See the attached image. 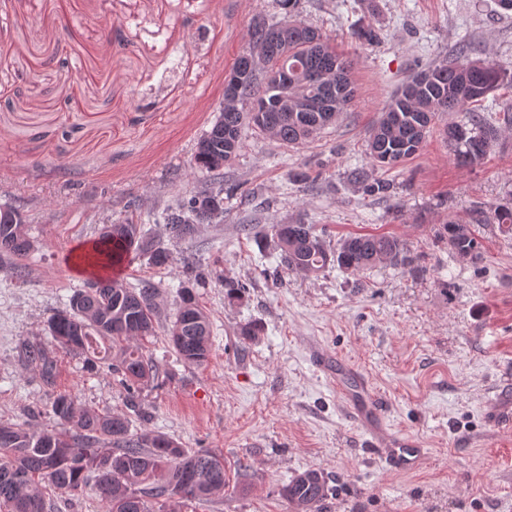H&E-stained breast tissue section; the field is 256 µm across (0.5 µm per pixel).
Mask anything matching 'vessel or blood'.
Wrapping results in <instances>:
<instances>
[{
    "mask_svg": "<svg viewBox=\"0 0 512 512\" xmlns=\"http://www.w3.org/2000/svg\"><path fill=\"white\" fill-rule=\"evenodd\" d=\"M308 356L329 379L345 413L391 473L410 474L422 467L430 456L429 449L420 439L391 425L385 403L356 364L316 346L310 347Z\"/></svg>",
    "mask_w": 512,
    "mask_h": 512,
    "instance_id": "b4317fda",
    "label": "vessel or blood"
}]
</instances>
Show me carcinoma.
Wrapping results in <instances>:
<instances>
[{
    "label": "carcinoma",
    "mask_w": 512,
    "mask_h": 512,
    "mask_svg": "<svg viewBox=\"0 0 512 512\" xmlns=\"http://www.w3.org/2000/svg\"><path fill=\"white\" fill-rule=\"evenodd\" d=\"M291 18L283 41L268 38L269 25H254L249 44L263 50L267 68L249 69L242 54L226 80L237 81L218 118L196 142L195 167L219 172L243 148L245 128H255L276 141L302 145L346 111L355 94L350 73L353 62L331 46L319 30L295 19L299 0H277ZM359 42L380 41L376 26L360 20L354 29ZM498 78L495 88L512 84V74L489 60L465 56L425 68L397 90L376 123L368 130L366 153L371 169L356 168L351 181L369 195H384L390 184L374 177L376 169H392L416 155L430 129L446 112H461L463 120L444 126L442 134L463 165L481 161L496 145L500 130L475 105L491 90L487 73ZM290 105L283 107V96ZM200 195L186 196L165 214L169 238L183 240L198 225L215 216L198 207ZM476 224H497L512 231V206L480 210ZM281 265L291 272L310 274L328 265L358 274L381 263L417 268V258L396 237L359 234L341 239L336 247L313 231L310 224L272 226ZM448 249L472 261L481 259L479 242L466 224L453 220L438 231ZM98 255L114 263L135 252L150 254L158 268L171 264L166 248L142 233L138 224H114L101 233ZM32 248L28 224L17 208L0 205V256L26 257ZM158 287L142 280L135 287H118L96 278L70 300V308L47 321L49 334L66 352L82 355L94 367L106 362L121 375L129 394L154 378V366L143 345L155 333ZM179 358L201 366L211 351L210 320L190 288L181 292V304L169 328ZM26 363L41 367L46 383L53 362L37 344L23 349ZM57 425L33 430L19 424L0 425V512H47L46 489L78 492L94 482L106 512H196L197 506L226 484L224 457L208 450L186 451L163 435L146 437L130 432L126 416L97 412L70 395L55 398ZM328 493L323 477L305 473L287 484L283 497L299 512H319Z\"/></svg>",
    "instance_id": "carcinoma-1"
}]
</instances>
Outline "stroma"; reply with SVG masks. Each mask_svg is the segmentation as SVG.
I'll return each instance as SVG.
<instances>
[{
	"label": "stroma",
	"instance_id": "35a3bbf8",
	"mask_svg": "<svg viewBox=\"0 0 512 512\" xmlns=\"http://www.w3.org/2000/svg\"><path fill=\"white\" fill-rule=\"evenodd\" d=\"M377 4L381 41L366 46L353 35L362 0H300L301 20L352 59L355 98L300 146L246 130L219 178L195 170L194 147L224 105V78L254 20L279 18L276 0H0V204L24 212L33 244L23 278L0 261V422L55 425L53 401L68 394L127 415L132 433L214 450L228 484L197 512H290L283 487L312 470L331 490L325 512H512V427L487 406L512 380V233L474 221L476 209L512 203V127L472 166L430 132L413 158L376 170L390 184L384 195L348 179L369 166L366 134L410 74L462 45L512 70V12L498 0ZM114 27L123 47L110 40ZM299 171L308 182L295 180ZM220 183L234 189L222 220L170 239L167 208ZM451 219L473 226L481 260L437 240ZM127 222L173 257L166 268L144 256L121 266L124 286L159 288L161 323L146 345L158 384L133 401L111 370H88L46 330L88 280L67 257ZM245 224L265 234L310 224L330 246L389 234L421 254L424 270L294 273ZM190 265L206 275L195 288L212 331L201 366L180 361L166 327ZM229 279L245 284L243 301L226 298ZM249 321L263 330L245 341L238 329ZM312 342L366 371L392 423L430 448L416 473H389L365 448L308 361ZM27 343L53 361V383L26 364Z\"/></svg>",
	"mask_w": 512,
	"mask_h": 512
}]
</instances>
